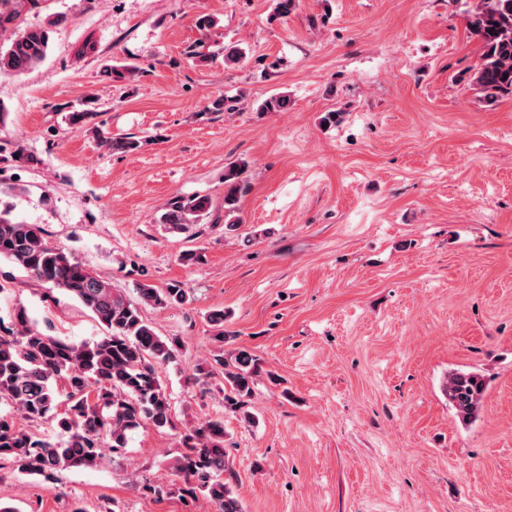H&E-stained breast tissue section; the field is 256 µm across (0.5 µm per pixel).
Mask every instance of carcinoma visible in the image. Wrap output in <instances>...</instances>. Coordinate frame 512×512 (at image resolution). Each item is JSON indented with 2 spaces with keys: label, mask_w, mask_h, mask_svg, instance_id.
I'll return each mask as SVG.
<instances>
[{
  "label": "carcinoma",
  "mask_w": 512,
  "mask_h": 512,
  "mask_svg": "<svg viewBox=\"0 0 512 512\" xmlns=\"http://www.w3.org/2000/svg\"><path fill=\"white\" fill-rule=\"evenodd\" d=\"M469 28L480 37L482 47L480 63L468 83L487 102L512 95V0H477ZM49 43L48 27L19 30L8 47L0 49V70L29 71L44 60ZM288 105L287 96L274 95L262 102L259 111L285 112ZM97 137L114 154L140 148L133 136L99 132ZM247 167L241 160L224 168V218L229 227L242 223L239 202L250 191L243 177ZM210 209L205 195L176 198L164 209L160 223L182 230L200 223ZM45 236L42 226L17 220L11 206L0 203V261L65 292L106 329L93 342L73 343L42 331L22 308L8 324L0 318V396L29 421L56 423L64 436L54 441L22 430L13 417L0 414V461L9 462L20 474L38 475L51 483L61 470L92 468L105 451H121L128 435L146 423L157 429L173 426L160 369L177 361L180 344L158 335L142 319L139 304L165 308L188 304L191 297L176 281L163 287L141 283L136 304L74 256L51 246ZM208 321L216 329L217 342L233 337L224 328V309L210 311ZM258 372L256 359L245 349L198 368L204 380L222 377L219 392L234 409L252 396ZM60 379L65 381L63 402L56 387ZM443 391L455 416L468 423L480 412L486 381L478 372L454 370L448 373ZM181 441L179 455L170 461V470L181 484L151 491L190 498L201 494L217 512H244L236 493L237 473L224 448L223 418L205 419L186 430Z\"/></svg>",
  "instance_id": "obj_1"
}]
</instances>
